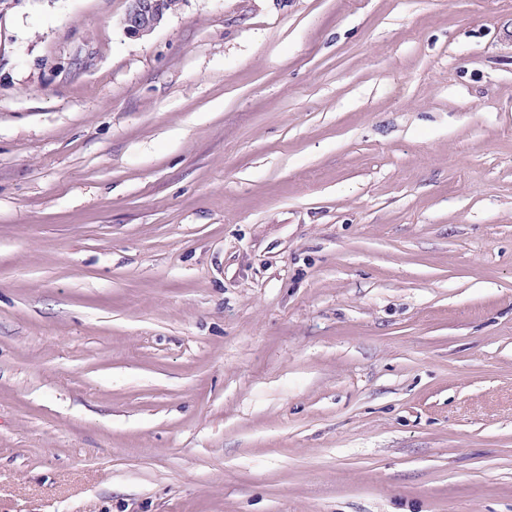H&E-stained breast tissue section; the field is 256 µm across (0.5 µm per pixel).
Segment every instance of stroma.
<instances>
[{
  "label": "stroma",
  "instance_id": "obj_1",
  "mask_svg": "<svg viewBox=\"0 0 512 512\" xmlns=\"http://www.w3.org/2000/svg\"><path fill=\"white\" fill-rule=\"evenodd\" d=\"M0 15V512H512V0ZM168 2L176 7L179 0H130L122 22L125 33L133 38L153 33L167 15Z\"/></svg>",
  "mask_w": 512,
  "mask_h": 512
}]
</instances>
